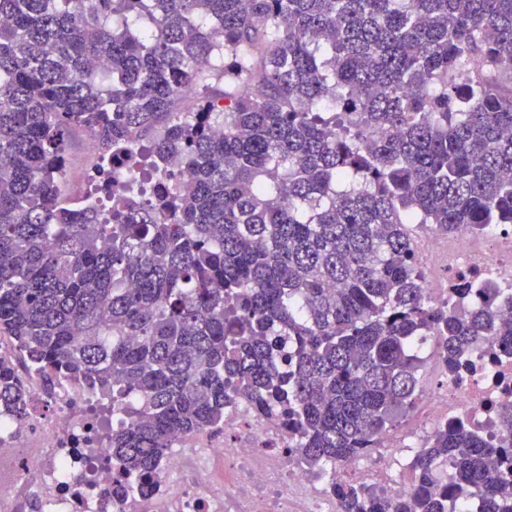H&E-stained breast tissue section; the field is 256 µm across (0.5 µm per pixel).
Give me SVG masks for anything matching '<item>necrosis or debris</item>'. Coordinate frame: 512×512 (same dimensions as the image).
<instances>
[{"instance_id": "4bbe7bcc", "label": "necrosis or debris", "mask_w": 512, "mask_h": 512, "mask_svg": "<svg viewBox=\"0 0 512 512\" xmlns=\"http://www.w3.org/2000/svg\"><path fill=\"white\" fill-rule=\"evenodd\" d=\"M87 160L78 174L77 199L102 208L104 166L97 144L86 140ZM426 288L449 304H478V292L462 293V280L477 276L512 286V225L493 231H467L446 237L422 233L413 244ZM438 384L422 390L411 412L412 443H419L441 421L468 418L493 443L512 440L500 423V410L512 404V356L483 345L467 369L440 378L432 351H425ZM93 394L63 381L51 396L50 415L32 411L23 422L0 420V512H339L325 481L301 466L285 449L283 435L246 406L224 414L223 435L177 439L146 496L112 495V468L105 429L92 408ZM402 436L385 432L371 461L351 469L354 481L397 497L412 483L402 470Z\"/></svg>"}]
</instances>
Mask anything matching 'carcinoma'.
Returning <instances> with one entry per match:
<instances>
[{
	"label": "carcinoma",
	"instance_id": "obj_1",
	"mask_svg": "<svg viewBox=\"0 0 512 512\" xmlns=\"http://www.w3.org/2000/svg\"><path fill=\"white\" fill-rule=\"evenodd\" d=\"M186 85L202 111L177 110ZM74 131L127 156L104 210L69 204ZM176 151L193 189L144 196ZM496 224L512 0H0V336L46 393L80 381L118 420L114 495L244 403L340 512H512V452L463 419L420 444L407 497L341 475L414 407L426 348L445 374L512 355V288L440 303L412 247ZM31 401L0 361V415Z\"/></svg>",
	"mask_w": 512,
	"mask_h": 512
}]
</instances>
